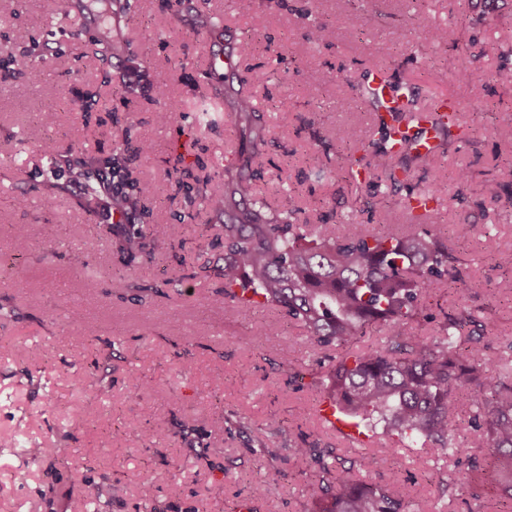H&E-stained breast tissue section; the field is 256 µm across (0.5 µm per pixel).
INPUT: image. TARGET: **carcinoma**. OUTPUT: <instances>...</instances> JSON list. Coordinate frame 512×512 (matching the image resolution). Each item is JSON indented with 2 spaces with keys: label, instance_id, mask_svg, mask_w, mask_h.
Returning <instances> with one entry per match:
<instances>
[{
  "label": "carcinoma",
  "instance_id": "1",
  "mask_svg": "<svg viewBox=\"0 0 512 512\" xmlns=\"http://www.w3.org/2000/svg\"><path fill=\"white\" fill-rule=\"evenodd\" d=\"M333 27L314 24L309 42L330 41ZM497 44H482L470 51L456 72L464 83L488 78L512 85V70L501 66L487 73L474 61L495 55ZM250 145L246 165L261 155L266 142L264 125L255 122L250 96L241 90L224 100ZM380 139L374 155L393 184L409 181V162L429 164L434 155H395L385 144L389 126L379 119ZM476 129L463 126L448 112L445 135L467 143ZM128 140L115 138L107 155L87 157L78 143L68 145L62 162L84 175L85 207L112 233V247L124 264L154 256L157 242L181 237V224H153L143 201L156 193L153 184L132 177L125 157ZM372 161L349 159L348 177L357 182L370 178ZM126 199L144 221L111 224L103 201L104 179ZM207 199L224 201V216L233 218L238 198L250 195L251 184L242 172L224 168V179L209 175L194 178ZM302 210L292 205L282 216L266 220L256 210L245 224L224 223V294L214 299L246 306L235 289L260 298L258 305L275 306L301 325L314 348L325 353L319 361V378L312 381L322 398L358 420L372 432L404 445L431 444L439 456L477 467L473 448L490 451L502 491L512 499V367L507 360L487 356L484 325L471 308L445 316L434 336H413L408 325L423 316L422 298L460 277V259L432 234L424 219L406 225L402 232H369L359 224L344 225L343 232L312 231L300 223ZM381 326L386 340L339 356L330 351L344 347L365 329ZM470 409L474 433L459 444L451 434L459 403ZM379 458L364 457L358 467L336 469L323 464L324 476L312 488L314 512H410V496L359 477L362 470L377 469Z\"/></svg>",
  "mask_w": 512,
  "mask_h": 512
}]
</instances>
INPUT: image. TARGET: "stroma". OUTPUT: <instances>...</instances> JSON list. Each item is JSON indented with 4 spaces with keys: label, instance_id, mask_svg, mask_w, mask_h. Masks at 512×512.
<instances>
[{
    "label": "stroma",
    "instance_id": "stroma-1",
    "mask_svg": "<svg viewBox=\"0 0 512 512\" xmlns=\"http://www.w3.org/2000/svg\"><path fill=\"white\" fill-rule=\"evenodd\" d=\"M117 18L113 0H75L68 15L52 0H0V72L13 54L30 55L40 82L22 73L0 81V512H311V488L323 475L319 456L358 463L362 449L326 428L311 385L319 357L303 328L269 307L216 305L224 291L223 223L201 195L186 198L176 171L204 162L213 176L236 159L240 129L218 113L201 130V108L214 88L198 17L224 24V48L236 68L223 94L243 89L258 104L267 142L251 185L273 209L295 205L314 224H361L370 231L403 229L408 188L430 189L438 206L428 225L461 258L462 280L484 284L476 296L437 288L422 303L430 321L409 331L432 336L445 315L478 310L489 353L512 342V270L497 256L512 251V86L457 82L466 46L500 44L481 59L491 72L512 65V0H131ZM330 22L331 42L314 45L304 32ZM448 30L443 43L435 27ZM250 40V54L239 51ZM129 54L160 76L153 100L125 93L122 74L107 67L103 48ZM402 91H417L414 110L432 95L455 104L461 123L475 128L470 143L445 146L434 163L412 165L409 187L385 177L352 183L342 166L379 140L376 114L359 95L340 102L345 83L361 85L371 69ZM287 111H278L282 99ZM172 113L171 123L156 121ZM350 140L336 144L335 128ZM131 143L150 140V155L129 153L134 175L152 182L151 219L184 227L181 240L161 241L153 259L124 266L112 238L83 205L82 191L46 177L43 142L66 148L80 141L87 154L108 153L112 132ZM318 155L330 176L317 178ZM470 173L466 183L457 169ZM384 204L373 211L371 199ZM473 229L461 233L458 218ZM26 225L30 244L14 248V228ZM100 243L86 269L71 263L88 236ZM97 272L86 287V271ZM24 287H15V279ZM280 331H266L270 322ZM298 371L287 382L283 368ZM73 417L60 421L58 411ZM244 418L229 429L225 417ZM308 439L317 456L294 458ZM277 449L278 459L260 443ZM468 471L437 459L427 447L401 449L367 480L408 485L411 512H512L492 471L487 449ZM456 484L453 495L443 481ZM153 487L142 506L139 487ZM126 491L116 496L113 484Z\"/></svg>",
    "mask_w": 512,
    "mask_h": 512
}]
</instances>
